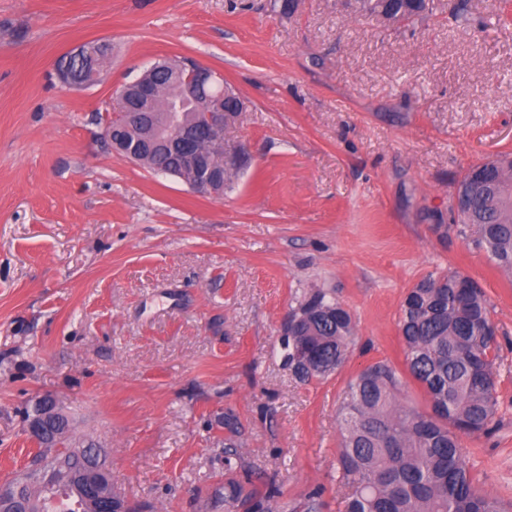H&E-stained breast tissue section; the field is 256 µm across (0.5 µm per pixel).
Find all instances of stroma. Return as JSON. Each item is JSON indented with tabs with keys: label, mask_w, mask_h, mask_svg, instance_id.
<instances>
[{
	"label": "stroma",
	"mask_w": 512,
	"mask_h": 512,
	"mask_svg": "<svg viewBox=\"0 0 512 512\" xmlns=\"http://www.w3.org/2000/svg\"><path fill=\"white\" fill-rule=\"evenodd\" d=\"M0 0V482L38 451L21 410L46 394L112 484L147 512H227L231 484L293 512H338L341 406L384 362L404 402L401 303L469 275L498 344V411L461 453L512 505V273L453 223L455 181L512 153V24L501 0H448L385 25L356 0ZM108 41L89 86L58 60ZM162 58L210 68L244 104L225 134L248 162L215 199L113 153L101 116ZM347 308L344 365L305 381L282 325L316 292ZM239 423L223 426L225 413Z\"/></svg>",
	"instance_id": "stroma-1"
}]
</instances>
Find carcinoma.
Instances as JSON below:
<instances>
[{
    "mask_svg": "<svg viewBox=\"0 0 512 512\" xmlns=\"http://www.w3.org/2000/svg\"><path fill=\"white\" fill-rule=\"evenodd\" d=\"M369 16L390 14L409 24L433 10L432 0H359ZM156 106L179 98L171 79L159 83ZM495 184L470 196L456 212L457 224L477 227L476 248L512 273V158L495 160ZM152 171L174 169L189 181L192 170L171 151L155 152L142 162ZM303 320L285 337L288 353L304 349L311 366H293L303 379L325 377L343 366L356 334L350 312L316 292L299 307ZM399 331L407 369L427 396L421 412L398 397L399 379L388 364L375 363L349 384L341 416V480L351 493L341 512H502L499 501L477 490L460 453L459 437L488 430L497 409L496 336L484 293L459 271L430 275L411 288L400 309ZM34 462L55 465L48 486L29 483L24 490L31 512H90L76 481L95 466L92 453L78 454L68 417L51 422L40 438ZM270 488L257 499L232 489L227 502L271 512Z\"/></svg>",
    "mask_w": 512,
    "mask_h": 512,
    "instance_id": "cac0c4a2",
    "label": "carcinoma"
}]
</instances>
